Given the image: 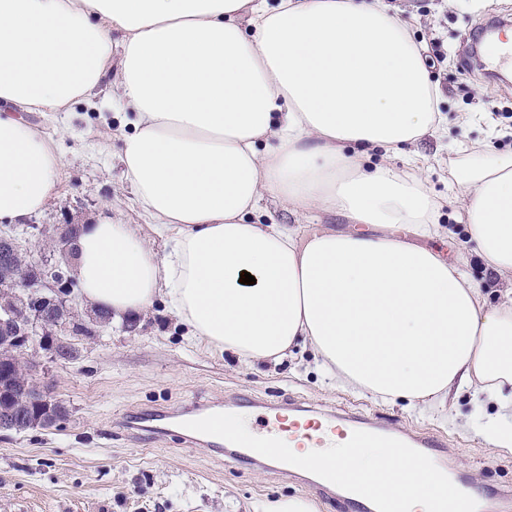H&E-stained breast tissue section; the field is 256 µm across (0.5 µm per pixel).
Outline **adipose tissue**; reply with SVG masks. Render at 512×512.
Wrapping results in <instances>:
<instances>
[{"label": "adipose tissue", "instance_id": "1", "mask_svg": "<svg viewBox=\"0 0 512 512\" xmlns=\"http://www.w3.org/2000/svg\"><path fill=\"white\" fill-rule=\"evenodd\" d=\"M424 52L385 0H0V220L42 212L60 181L28 114L111 86L133 127L124 175L167 250L108 217L81 225L87 303L120 321L161 297L243 366L307 348L338 389L422 414L470 389L499 408L476 434L510 449L512 151L457 143L449 179L491 303L464 258L427 245L450 230L418 154L390 162L440 122ZM268 199L351 228L253 222Z\"/></svg>", "mask_w": 512, "mask_h": 512}]
</instances>
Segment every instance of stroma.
I'll return each instance as SVG.
<instances>
[{
    "mask_svg": "<svg viewBox=\"0 0 512 512\" xmlns=\"http://www.w3.org/2000/svg\"><path fill=\"white\" fill-rule=\"evenodd\" d=\"M386 2L411 22V34L424 44L427 58L445 56L429 69L443 94L442 129L416 146L426 158L429 188L445 199L449 171L459 160L451 150L453 139L492 151L512 148V135L504 133L512 126V69L465 70L459 63L467 32L512 20V0ZM462 112H479L483 118L465 130L457 123ZM29 119L59 137L64 159L57 193L35 223L93 224L109 214L136 225L156 253H164L123 175L119 153L131 128L113 104L110 88L54 119L37 113ZM439 221L456 237L431 240V247L452 258L469 255V276L489 282L483 263L470 256L455 207L444 204ZM75 344L77 359L56 361L44 351L33 360L36 374L47 376L54 395L67 405V420L49 429L0 432V512H259L264 503L288 497L312 502L317 512H340L335 498L287 474L235 463L172 438L139 442L117 424L127 412L217 397L228 408L249 398L288 400L339 414L361 412L402 431L425 430L447 439L449 472L487 495L512 491V454L492 451L462 425L468 418L482 423L495 412L470 390L456 396L459 418L454 421L336 389L319 375L308 352L276 366L248 369L235 355L191 339L160 299L136 326L115 325L78 337Z\"/></svg>",
    "mask_w": 512,
    "mask_h": 512,
    "instance_id": "stroma-1",
    "label": "stroma"
}]
</instances>
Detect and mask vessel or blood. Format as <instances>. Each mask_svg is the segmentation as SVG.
<instances>
[{"mask_svg": "<svg viewBox=\"0 0 512 512\" xmlns=\"http://www.w3.org/2000/svg\"><path fill=\"white\" fill-rule=\"evenodd\" d=\"M212 407L208 404L193 403L187 407L173 408L157 406L142 412L131 413L123 417L122 425L129 431H144L157 438L168 436L179 437L184 443L202 446L220 452L230 450L234 459L241 463H253L257 460L256 452L242 447L229 446L227 441L215 436L200 434L186 429L185 423L211 414ZM363 430L380 435H389L386 426L358 418L349 414L336 415L312 411L301 413L299 407L277 405L261 414L254 435L260 437L289 438L302 448L323 450L334 444L346 442L353 431ZM403 440L416 449H430L433 462H440L442 448L446 443L437 436L404 435ZM269 469L284 472L304 481L309 486L325 492H335L344 512H376V508L367 498L345 490L335 489L333 484L301 468L268 460Z\"/></svg>", "mask_w": 512, "mask_h": 512, "instance_id": "b4317fda", "label": "vessel or blood"}]
</instances>
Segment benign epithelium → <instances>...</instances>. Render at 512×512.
Returning <instances> with one entry per match:
<instances>
[{"label": "benign epithelium", "instance_id": "obj_1", "mask_svg": "<svg viewBox=\"0 0 512 512\" xmlns=\"http://www.w3.org/2000/svg\"><path fill=\"white\" fill-rule=\"evenodd\" d=\"M40 238H50L57 245L56 257L67 255L71 240L63 224L35 225ZM28 263L11 281L0 285V294L12 298L3 305L0 318V430L9 431L17 421L34 415L37 422L47 426L63 409L62 402L50 396L40 381L22 388L12 387L9 374L12 368L38 350L56 351V344L45 336L50 316L58 313L98 321L95 310H80L72 293L65 292L66 284L59 264L42 253H27Z\"/></svg>", "mask_w": 512, "mask_h": 512}]
</instances>
